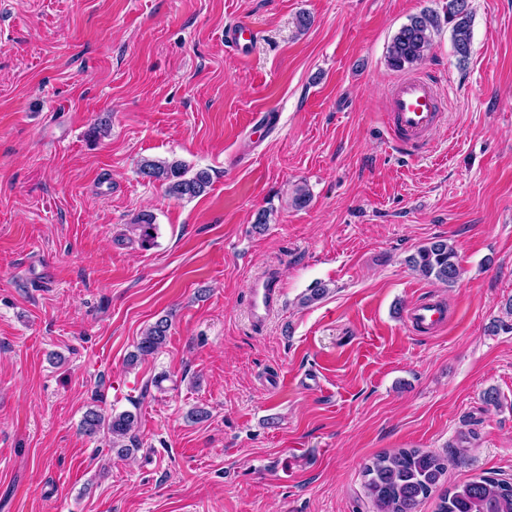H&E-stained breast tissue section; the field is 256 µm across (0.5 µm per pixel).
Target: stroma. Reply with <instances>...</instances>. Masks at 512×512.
Instances as JSON below:
<instances>
[{"label": "stroma", "instance_id": "stroma-1", "mask_svg": "<svg viewBox=\"0 0 512 512\" xmlns=\"http://www.w3.org/2000/svg\"><path fill=\"white\" fill-rule=\"evenodd\" d=\"M446 2L0 0V512H373L365 463L457 443L442 488L512 478V0H469L466 62L444 25L413 67L446 93L428 151L394 148L385 112L393 36ZM159 158L208 191L166 196L138 172ZM437 240L455 286L407 263ZM426 297L448 325L418 335ZM96 403L137 412V451L81 433ZM249 310L252 323L262 328L274 313L281 296L278 282L271 278L256 281L250 289ZM169 329L170 324L166 316L158 318L149 325L138 341L136 351L129 355L127 360L129 364L132 365L139 358H145L158 352L166 343Z\"/></svg>", "mask_w": 512, "mask_h": 512}]
</instances>
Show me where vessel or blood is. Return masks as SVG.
<instances>
[{"label": "vessel or blood", "instance_id": "obj_1", "mask_svg": "<svg viewBox=\"0 0 512 512\" xmlns=\"http://www.w3.org/2000/svg\"><path fill=\"white\" fill-rule=\"evenodd\" d=\"M442 94L430 77L405 76L388 91L387 110L395 130V141L406 151L424 149L432 131L441 122ZM281 296L278 282L269 278L256 281L250 290L249 310L253 324L263 327L274 313ZM448 314L442 306L424 302L412 306L408 313L411 324L423 331L440 327Z\"/></svg>", "mask_w": 512, "mask_h": 512}]
</instances>
